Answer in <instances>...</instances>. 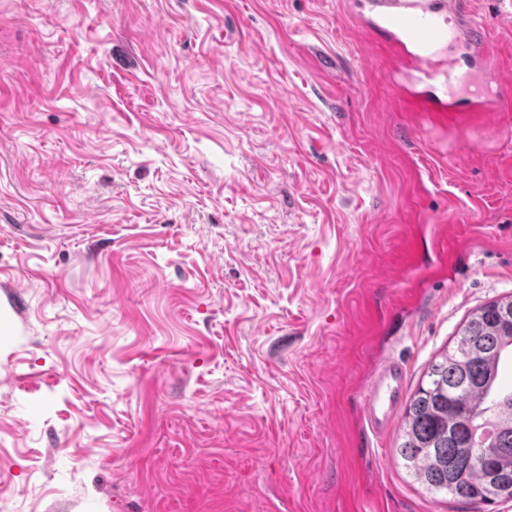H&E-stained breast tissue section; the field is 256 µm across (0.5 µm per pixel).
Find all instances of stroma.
<instances>
[{
    "instance_id": "35a3bbf8",
    "label": "stroma",
    "mask_w": 512,
    "mask_h": 512,
    "mask_svg": "<svg viewBox=\"0 0 512 512\" xmlns=\"http://www.w3.org/2000/svg\"><path fill=\"white\" fill-rule=\"evenodd\" d=\"M389 67L342 0H0V512H512L366 424L512 295V112ZM405 388V370L402 364H390L365 396V417L369 429L383 436L395 415Z\"/></svg>"
}]
</instances>
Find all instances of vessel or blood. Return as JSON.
<instances>
[{"instance_id": "1", "label": "vessel or blood", "mask_w": 512, "mask_h": 512, "mask_svg": "<svg viewBox=\"0 0 512 512\" xmlns=\"http://www.w3.org/2000/svg\"><path fill=\"white\" fill-rule=\"evenodd\" d=\"M352 16L362 32L385 37L399 67L437 84L435 97L404 89L417 111L463 124L477 112L512 110V79L494 65L499 45L489 27L473 17L466 0H367ZM404 388V367L394 363L366 394V422L375 435L389 428Z\"/></svg>"}]
</instances>
